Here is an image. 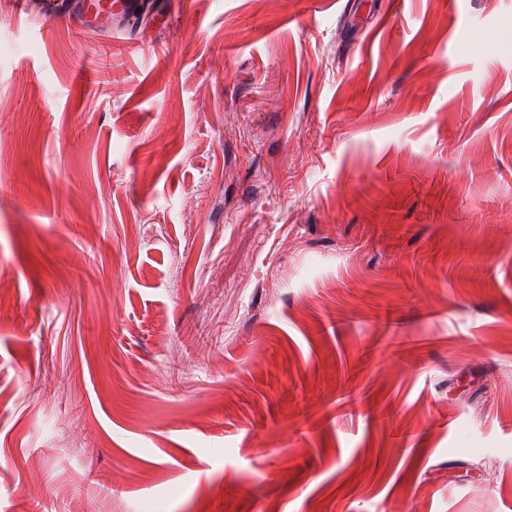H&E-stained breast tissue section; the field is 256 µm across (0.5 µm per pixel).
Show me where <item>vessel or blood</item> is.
<instances>
[{"label": "vessel or blood", "instance_id": "vessel-or-blood-1", "mask_svg": "<svg viewBox=\"0 0 512 512\" xmlns=\"http://www.w3.org/2000/svg\"><path fill=\"white\" fill-rule=\"evenodd\" d=\"M50 15L77 24L84 30L111 28L114 20L136 19L143 0H49Z\"/></svg>", "mask_w": 512, "mask_h": 512}]
</instances>
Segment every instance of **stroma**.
Listing matches in <instances>:
<instances>
[{
  "label": "stroma",
  "mask_w": 512,
  "mask_h": 512,
  "mask_svg": "<svg viewBox=\"0 0 512 512\" xmlns=\"http://www.w3.org/2000/svg\"><path fill=\"white\" fill-rule=\"evenodd\" d=\"M0 512H512V0H0ZM50 17L62 18L84 30H104L115 19H137L142 0H48Z\"/></svg>",
  "instance_id": "stroma-1"
}]
</instances>
